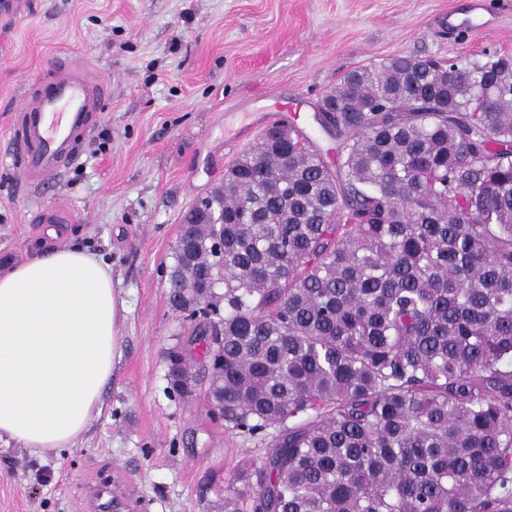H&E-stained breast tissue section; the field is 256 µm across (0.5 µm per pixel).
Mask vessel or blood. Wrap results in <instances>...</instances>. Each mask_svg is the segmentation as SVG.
Segmentation results:
<instances>
[{"label": "vessel or blood", "mask_w": 512, "mask_h": 512, "mask_svg": "<svg viewBox=\"0 0 512 512\" xmlns=\"http://www.w3.org/2000/svg\"><path fill=\"white\" fill-rule=\"evenodd\" d=\"M104 95L103 82L87 68L70 62L54 66L16 119L11 156L26 183H43L76 158L78 135L93 124Z\"/></svg>", "instance_id": "1"}]
</instances>
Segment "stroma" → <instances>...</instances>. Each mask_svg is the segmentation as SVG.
Listing matches in <instances>:
<instances>
[{"mask_svg": "<svg viewBox=\"0 0 512 512\" xmlns=\"http://www.w3.org/2000/svg\"><path fill=\"white\" fill-rule=\"evenodd\" d=\"M492 31H450L470 0H27L0 18V267L79 240L112 265L127 302L123 353L103 411L69 451L37 457L0 442V512H92L90 484L122 512H224L223 490L267 444L227 429L203 395L169 397L165 354L187 327L169 302L183 212L256 144L281 108L307 134L324 94L394 54L464 60L512 54V0H487ZM60 59L107 86L79 157L32 186L7 160L21 100ZM64 207L66 224L47 223Z\"/></svg>", "mask_w": 512, "mask_h": 512, "instance_id": "obj_1", "label": "stroma"}]
</instances>
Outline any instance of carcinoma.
Segmentation results:
<instances>
[{
    "label": "carcinoma",
    "mask_w": 512,
    "mask_h": 512,
    "mask_svg": "<svg viewBox=\"0 0 512 512\" xmlns=\"http://www.w3.org/2000/svg\"><path fill=\"white\" fill-rule=\"evenodd\" d=\"M182 216L172 307L225 426L224 512H512V56L404 54L324 95Z\"/></svg>",
    "instance_id": "cac0c4a2"
}]
</instances>
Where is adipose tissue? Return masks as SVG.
<instances>
[{
    "label": "adipose tissue",
    "mask_w": 512,
    "mask_h": 512,
    "mask_svg": "<svg viewBox=\"0 0 512 512\" xmlns=\"http://www.w3.org/2000/svg\"><path fill=\"white\" fill-rule=\"evenodd\" d=\"M126 312L110 265L82 247L0 268V440L35 456L76 445L102 412Z\"/></svg>",
    "instance_id": "obj_1"
}]
</instances>
